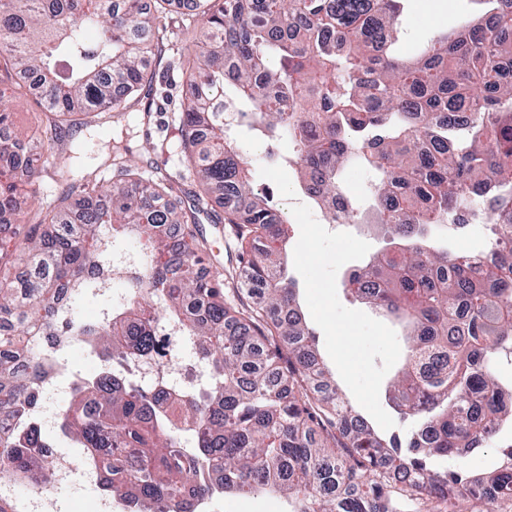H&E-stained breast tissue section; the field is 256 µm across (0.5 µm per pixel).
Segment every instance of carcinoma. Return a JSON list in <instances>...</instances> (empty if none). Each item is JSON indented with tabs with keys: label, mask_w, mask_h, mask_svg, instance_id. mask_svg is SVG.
Listing matches in <instances>:
<instances>
[{
	"label": "carcinoma",
	"mask_w": 512,
	"mask_h": 512,
	"mask_svg": "<svg viewBox=\"0 0 512 512\" xmlns=\"http://www.w3.org/2000/svg\"><path fill=\"white\" fill-rule=\"evenodd\" d=\"M403 2L196 0L205 41L187 67L194 92L180 103L184 162L206 194L225 200L214 223L246 228L242 297L224 298L223 283L206 276L205 241L192 234L182 261L162 260L170 230L198 223L197 210L171 205L177 189L168 177L144 178L117 148L84 164L83 144L71 142L61 161L74 181L34 214L40 234L28 238L29 265L0 284V388H10L0 391V414L37 411L47 372L18 370L13 354L45 334L93 336L90 355L115 365L132 350L156 369L175 355L133 318L136 306L153 309L136 279L124 284L130 300L114 303L85 276L135 240L161 320L195 338L212 383L161 406L160 394L108 371L76 375L70 409L90 392L97 410L64 418V435L83 460L107 469L113 494L137 499L142 512H187V487L209 494L213 470L224 475L219 492L283 493L289 512H394L395 487L440 502H512V443L499 451L508 464L490 472L448 466L512 426V255L478 268L430 243L434 225L463 212L512 242V78L499 64L512 59V11L502 0H470L480 20L457 16L404 58L394 53ZM97 27L103 37L90 44L85 32ZM166 31L140 0H0V56L35 77L56 131L74 115L88 131L105 114L126 121L152 82L145 55ZM228 85L250 112L248 127L292 146L280 161L327 217L335 218L342 167L360 162L376 176V223L401 248L361 266L364 287L346 281L344 289L405 330L408 354L388 385L393 408L412 420L405 435L351 415L320 364L288 270V229L254 191L241 144L224 129ZM463 105L473 116L459 124ZM2 128L0 229L24 214L20 185L37 176L15 151L29 135L14 129L0 94ZM102 166L124 177L104 196ZM67 288L98 304L93 327L75 315L61 320ZM37 442L0 428V473L33 471L38 484L51 483L49 466L30 453Z\"/></svg>",
	"instance_id": "obj_1"
}]
</instances>
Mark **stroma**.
I'll return each mask as SVG.
<instances>
[{"mask_svg": "<svg viewBox=\"0 0 512 512\" xmlns=\"http://www.w3.org/2000/svg\"><path fill=\"white\" fill-rule=\"evenodd\" d=\"M466 7V0H407L400 18L399 48L403 55H412L433 33L447 30L454 14ZM203 27L201 17H184L179 20L173 36L164 42L149 96L155 111L147 118L142 113H133V129L124 145L133 165L143 175H151L158 169L179 182L181 190L177 203L181 208H199L195 230L204 234L208 241L206 271L209 276H220L224 295L229 298L236 295L240 286L242 230L235 224L212 223V216L220 213L222 207L217 200H203L200 184L183 161L177 130V106L190 93L183 76V63L194 55L202 39ZM19 81L11 66L0 67V90L6 93L11 103L13 124L18 130L27 131L43 120L44 102L36 91L21 88ZM240 141L252 165L255 185L269 186L276 195L279 210L289 211L300 196L294 172L264 162L260 153L262 143L251 133L241 132ZM33 154L40 173L23 186L22 192L28 198L30 208L34 209L47 195L59 194L69 183L70 176L52 157L48 146L38 145ZM213 509L214 512H287L288 505L275 493L249 496L229 493L219 496Z\"/></svg>", "mask_w": 512, "mask_h": 512, "instance_id": "35a3bbf8", "label": "stroma"}]
</instances>
